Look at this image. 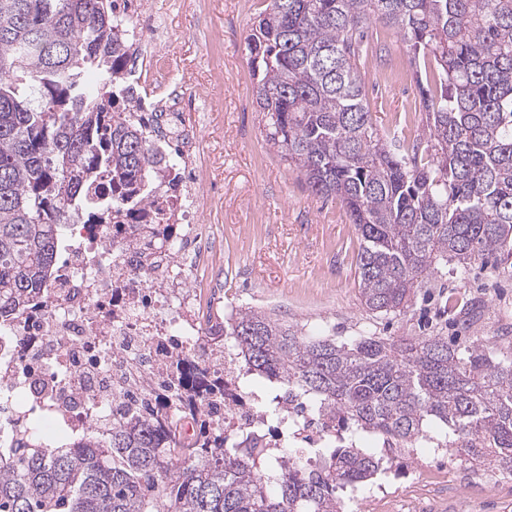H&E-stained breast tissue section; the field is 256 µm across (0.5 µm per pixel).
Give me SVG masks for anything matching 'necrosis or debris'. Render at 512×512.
<instances>
[{
	"label": "necrosis or debris",
	"mask_w": 512,
	"mask_h": 512,
	"mask_svg": "<svg viewBox=\"0 0 512 512\" xmlns=\"http://www.w3.org/2000/svg\"><path fill=\"white\" fill-rule=\"evenodd\" d=\"M117 24L130 48L112 109L142 125L158 151L177 145V183H154L129 195L126 209L68 224L41 300L0 331V421L104 433L120 416L175 413L187 395L176 368L202 348L199 369L223 377L224 391L211 395L204 417L186 420L185 435L204 424L246 432L260 421L256 394L240 391L232 352L210 346L195 284L213 241L202 226L198 130L184 117L192 100L165 91L164 61L152 48L166 21L151 0H127Z\"/></svg>",
	"instance_id": "1"
}]
</instances>
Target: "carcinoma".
I'll list each match as a JSON object with an SVG mask.
<instances>
[{
	"mask_svg": "<svg viewBox=\"0 0 512 512\" xmlns=\"http://www.w3.org/2000/svg\"><path fill=\"white\" fill-rule=\"evenodd\" d=\"M114 0H0V322L48 287L62 229L156 181L163 157L112 111L126 41ZM381 23L422 61L424 135L381 134L365 94L368 29ZM270 147L311 194L347 209L362 245L359 295L405 311L435 265L512 258V0H270L247 37ZM99 71L102 92L77 82ZM244 390L261 381L263 426L199 444L178 419L112 420L58 440L0 434V512H344V496L392 460L366 448H446L512 476V361L443 336L339 341L251 307L224 317ZM196 403L224 383L200 373ZM324 421L327 452L302 463L297 421Z\"/></svg>",
	"mask_w": 512,
	"mask_h": 512,
	"instance_id": "cac0c4a2",
	"label": "carcinoma"
}]
</instances>
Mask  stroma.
Returning <instances> with one entry per match:
<instances>
[{
	"label": "stroma",
	"instance_id": "obj_1",
	"mask_svg": "<svg viewBox=\"0 0 512 512\" xmlns=\"http://www.w3.org/2000/svg\"><path fill=\"white\" fill-rule=\"evenodd\" d=\"M269 0H154L167 19L170 79L210 82L218 102L201 128L202 159L218 191L204 217L219 242L216 269L224 309L250 307L304 325L307 333L444 336L466 350L484 346L512 357V260L449 264L417 289L397 316H373L359 300L361 237L340 201L310 194L303 177L269 148L257 112L246 38ZM386 55L369 54L365 82L380 133L409 142L423 131L414 65L396 34L374 24ZM444 450L401 455L378 476L374 499L348 512H392L421 494L425 512H512V477L466 471L449 476Z\"/></svg>",
	"mask_w": 512,
	"mask_h": 512
}]
</instances>
